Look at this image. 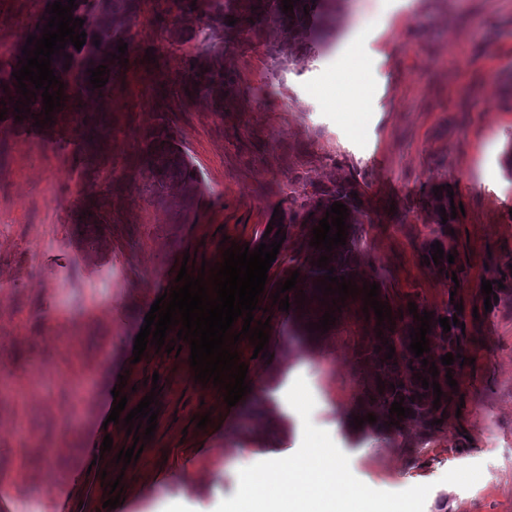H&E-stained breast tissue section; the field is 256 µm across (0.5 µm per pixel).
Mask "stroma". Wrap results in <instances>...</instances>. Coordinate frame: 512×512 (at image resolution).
<instances>
[{"mask_svg": "<svg viewBox=\"0 0 512 512\" xmlns=\"http://www.w3.org/2000/svg\"><path fill=\"white\" fill-rule=\"evenodd\" d=\"M50 2L0 0V66H17ZM194 2L185 21L174 0H139L127 60L105 86L88 94L61 73L51 121L0 125V512H98L113 484L115 512H215L241 468L299 449L302 421L285 399L299 376L313 424L371 488L431 485L424 512H512V0H328L317 46L271 28L257 0H240L231 26L209 0ZM209 42L224 49L223 107L175 97L159 112L158 92L179 89ZM76 112L105 120L97 166L75 147ZM154 132L188 162L193 199L127 167ZM111 171L122 189L106 182ZM340 180L358 193V281H378L395 307H463L467 363L451 393L463 407L433 431L409 424L382 439L353 427L371 373L361 354L376 333L357 298L312 337L297 307L272 303L307 242L289 212ZM440 186L464 207L451 224L455 286L425 260ZM275 215L286 239L254 313L271 325L266 355L236 345L249 392L230 407L185 356L150 345L134 359L184 255L222 263L224 240L258 247ZM485 280L501 283L487 312ZM151 379L157 427L123 468L116 453L134 440L107 421L112 390L134 408ZM476 463L472 487L442 483Z\"/></svg>", "mask_w": 512, "mask_h": 512, "instance_id": "1", "label": "stroma"}]
</instances>
